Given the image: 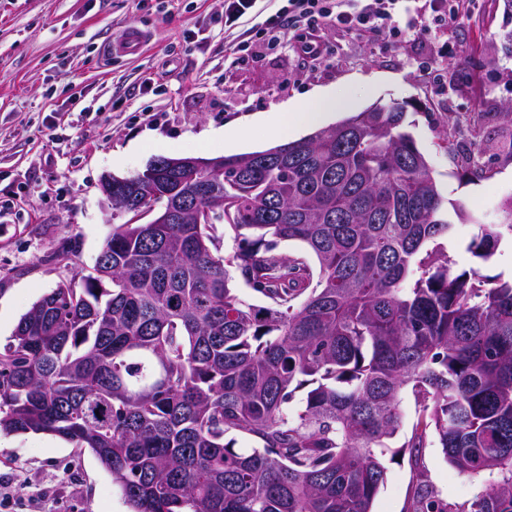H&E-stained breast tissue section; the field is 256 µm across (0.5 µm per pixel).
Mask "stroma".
Listing matches in <instances>:
<instances>
[{
  "label": "stroma",
  "mask_w": 512,
  "mask_h": 512,
  "mask_svg": "<svg viewBox=\"0 0 512 512\" xmlns=\"http://www.w3.org/2000/svg\"><path fill=\"white\" fill-rule=\"evenodd\" d=\"M411 8L419 22L396 47L324 28L320 60L284 43L229 66L215 0H0V345L42 295L90 271L124 222L104 204V176L135 175L161 156L266 150L278 112L316 92L349 98L357 112L405 104L449 204L442 244L456 270L511 278V250L484 263L466 246L512 199V55L502 50L512 11L469 0L467 17L448 26L429 21L426 0ZM132 26L144 48L116 51ZM473 152L486 177L467 171ZM65 249L70 259L58 261ZM386 466L373 512H414L423 489L465 512L486 488L484 475L448 464L433 438L420 457L404 450ZM0 484L10 512H26L36 495L44 512H129L98 459L51 434L0 433Z\"/></svg>",
  "instance_id": "35a3bbf8"
}]
</instances>
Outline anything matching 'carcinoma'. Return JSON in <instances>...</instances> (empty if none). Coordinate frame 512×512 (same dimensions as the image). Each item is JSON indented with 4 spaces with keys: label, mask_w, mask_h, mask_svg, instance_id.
Here are the masks:
<instances>
[{
    "label": "carcinoma",
    "mask_w": 512,
    "mask_h": 512,
    "mask_svg": "<svg viewBox=\"0 0 512 512\" xmlns=\"http://www.w3.org/2000/svg\"><path fill=\"white\" fill-rule=\"evenodd\" d=\"M404 121L363 110L224 156L221 176H131L135 210L92 269L0 348V430L90 449L131 512H372L410 384L424 418L403 447L434 434L459 472L488 477L466 512H512V280L454 269ZM506 235L512 202L467 250L487 261Z\"/></svg>",
    "instance_id": "cac0c4a2"
}]
</instances>
